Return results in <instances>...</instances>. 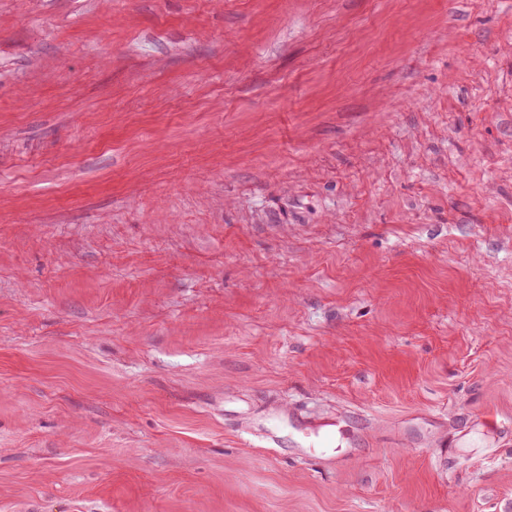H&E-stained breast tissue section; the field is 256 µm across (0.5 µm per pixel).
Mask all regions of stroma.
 <instances>
[{
  "mask_svg": "<svg viewBox=\"0 0 512 512\" xmlns=\"http://www.w3.org/2000/svg\"><path fill=\"white\" fill-rule=\"evenodd\" d=\"M488 408L512 0H0V512H512Z\"/></svg>",
  "mask_w": 512,
  "mask_h": 512,
  "instance_id": "35a3bbf8",
  "label": "stroma"
}]
</instances>
